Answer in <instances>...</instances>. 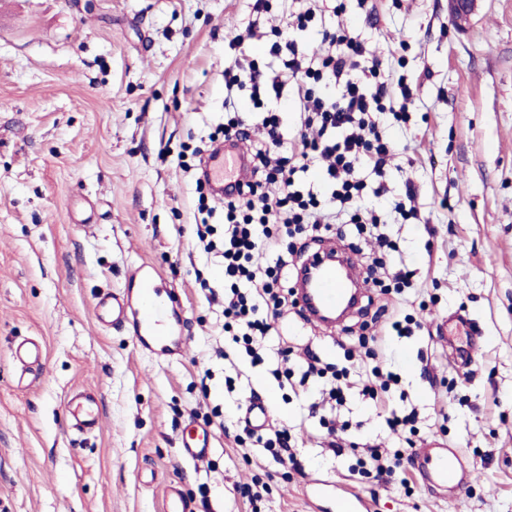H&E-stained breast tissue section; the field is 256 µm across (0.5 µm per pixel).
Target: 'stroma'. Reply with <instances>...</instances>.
<instances>
[{
    "label": "stroma",
    "mask_w": 512,
    "mask_h": 512,
    "mask_svg": "<svg viewBox=\"0 0 512 512\" xmlns=\"http://www.w3.org/2000/svg\"><path fill=\"white\" fill-rule=\"evenodd\" d=\"M254 3L0 0V512H163L172 482L208 512H320L306 495L316 479L360 492L371 512H448L415 469L380 478L365 454L407 443L386 423L394 408L415 409L414 448L437 441L478 468L469 512H512V0H482L462 27L448 0H346L341 14L319 0L296 35L308 53L345 29L412 90L407 120L379 125L395 146L389 198L367 203L413 275L332 332L285 311L256 365L205 299L222 265L196 245L198 172L178 164L224 122L230 40L256 25L243 49L272 62L270 22L308 0H271L265 17ZM408 179L406 219L393 204ZM144 262L175 300L182 354L160 358L130 329L95 325V298L126 288ZM457 313L477 345L461 327L455 347L442 342ZM407 315L419 329L387 335L389 318ZM365 322L384 331L377 360L400 377L389 405L352 388L333 409L320 403L330 378L301 388L273 376L284 347L340 367L358 359L345 330ZM27 338L45 358L25 374L12 346ZM456 347L469 349L467 367ZM84 388L100 403L90 434L72 429L67 408ZM255 397L289 428L300 469L263 453L243 422ZM326 418L346 427L341 454ZM194 422L212 433L202 462L177 451ZM257 481L267 490L252 502L243 491Z\"/></svg>",
    "instance_id": "35a3bbf8"
}]
</instances>
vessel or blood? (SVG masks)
<instances>
[{"mask_svg": "<svg viewBox=\"0 0 512 512\" xmlns=\"http://www.w3.org/2000/svg\"><path fill=\"white\" fill-rule=\"evenodd\" d=\"M247 141L234 139L225 147L216 149L208 158L206 173L214 185L244 186L248 179L245 158ZM316 270L317 277L311 295L300 296L298 304L304 317L318 323L319 310L333 311L347 301L349 286L363 281L364 275L356 263L336 268L327 265L321 254L315 253L304 261ZM131 288L121 292H106L94 305L97 325H132L138 346L160 355L180 353L183 336L181 318L160 273L150 264H140L132 273ZM72 427L79 432H91L100 422L99 403L93 392L79 391L68 401ZM253 430L261 431L270 423V409L264 400L250 401L244 415ZM212 450V437L208 428L199 427L181 437L178 451L188 460H206ZM420 461L419 472L431 487L440 489L449 505H456L465 490L479 477L477 468L457 467L455 450L438 442L427 443L414 454ZM310 495L316 501L328 503L330 512H369L365 497L341 484L328 485L312 482ZM164 512H197V507L177 486H168L164 499Z\"/></svg>", "mask_w": 512, "mask_h": 512, "instance_id": "b4317fda", "label": "vessel or blood"}]
</instances>
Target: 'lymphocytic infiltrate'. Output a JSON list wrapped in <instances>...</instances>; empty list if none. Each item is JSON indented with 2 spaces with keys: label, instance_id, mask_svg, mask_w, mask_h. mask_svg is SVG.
Masks as SVG:
<instances>
[{
  "label": "lymphocytic infiltrate",
  "instance_id": "lymphocytic-infiltrate-1",
  "mask_svg": "<svg viewBox=\"0 0 512 512\" xmlns=\"http://www.w3.org/2000/svg\"><path fill=\"white\" fill-rule=\"evenodd\" d=\"M323 40L327 48L319 57L307 56L291 38L271 47L280 66L243 58L224 70L225 108L235 105L232 91H249L257 103L279 98L288 86L299 108L300 128L289 139L277 113H254L265 137L250 149L251 180L225 191L223 228L202 223L196 231L203 251L217 254L224 266V289L210 293L209 300L219 303L225 331L255 363L290 294L282 282L288 262L276 254L280 234L318 238L332 231L341 238L350 225L361 235L378 227V216L364 200L387 196L383 176L394 149L379 133L378 121L384 115L405 120L412 99L406 86L400 98L390 97L392 74L366 57L363 43L345 30L324 34ZM313 169L319 175L315 187L305 182ZM372 175L379 178L373 188ZM376 243L377 254L365 267L367 281L384 293L408 285V271L395 265L393 242L380 234ZM267 254L276 255L275 264L262 263Z\"/></svg>",
  "mask_w": 512,
  "mask_h": 512
}]
</instances>
